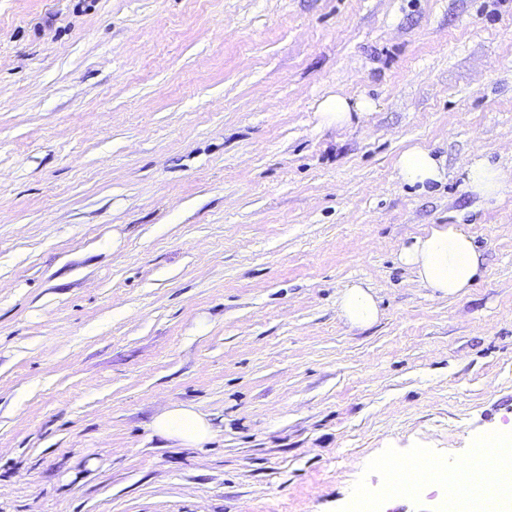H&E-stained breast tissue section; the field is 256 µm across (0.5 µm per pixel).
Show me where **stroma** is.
<instances>
[{"label":"stroma","instance_id":"35a3bbf8","mask_svg":"<svg viewBox=\"0 0 512 512\" xmlns=\"http://www.w3.org/2000/svg\"><path fill=\"white\" fill-rule=\"evenodd\" d=\"M336 91L373 112L322 123ZM478 149L512 173V0H0V512H440L375 462L512 422ZM435 224L483 253L466 294L399 259ZM178 406L208 442L155 434ZM394 179L400 185L419 186L428 190L435 184L446 181L444 163L431 150L414 144L405 148L394 165ZM343 317L353 326L369 327L379 318V307L370 286L363 282L345 288L340 296Z\"/></svg>","mask_w":512,"mask_h":512}]
</instances>
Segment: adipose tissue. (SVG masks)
I'll return each instance as SVG.
<instances>
[{
	"label": "adipose tissue",
	"instance_id": "ef3b65f1",
	"mask_svg": "<svg viewBox=\"0 0 512 512\" xmlns=\"http://www.w3.org/2000/svg\"><path fill=\"white\" fill-rule=\"evenodd\" d=\"M372 103L336 93L320 102L318 110L324 123L339 127L351 124L354 117L368 112ZM471 192L486 201H501L512 195V174L483 152H474L465 167ZM394 178L401 185L428 189L445 182L442 160L428 148L414 144L405 148L394 165ZM400 260L410 266L418 280L445 296L457 295L471 288L482 271L484 258L473 236L462 224L431 227L401 247ZM343 317L357 327L373 325L379 307L373 291L359 282L345 288L340 296ZM156 434L186 445L204 442L211 434L209 424L193 409L174 407L158 416Z\"/></svg>",
	"mask_w": 512,
	"mask_h": 512
}]
</instances>
